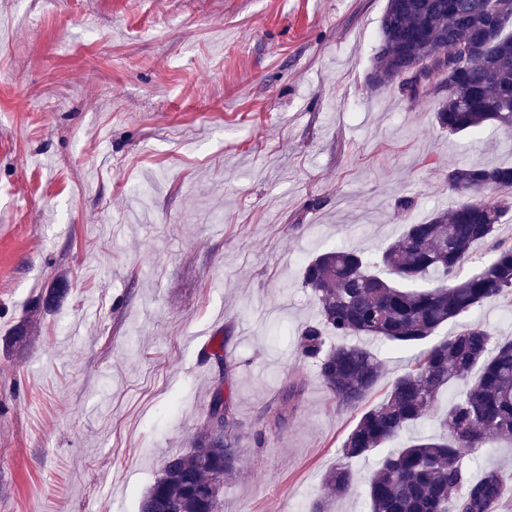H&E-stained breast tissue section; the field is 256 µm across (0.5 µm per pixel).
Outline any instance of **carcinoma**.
<instances>
[{
	"label": "carcinoma",
	"mask_w": 512,
	"mask_h": 512,
	"mask_svg": "<svg viewBox=\"0 0 512 512\" xmlns=\"http://www.w3.org/2000/svg\"><path fill=\"white\" fill-rule=\"evenodd\" d=\"M495 34L482 36L485 0H387L380 25L379 50L370 81L397 85L409 101L424 92L403 90V76L419 62L454 57L472 46L476 57L459 70L435 71L448 88L435 120L450 134L474 131L488 123L512 129V0H501ZM449 187L463 196L451 209L418 224L380 249L374 262L364 252L338 247L308 260L301 285L318 303L317 319L299 331L303 359L336 403L359 411L342 443L349 460L378 448L380 457L366 479L369 512H512V468L486 467L477 478L465 459L503 438L512 439V338L464 321L475 309L497 304L512 309V240L497 231L512 212V165L448 169ZM485 242L490 255L479 272L463 276L474 245ZM67 294L50 288L35 309L50 312ZM456 330L434 338L443 326ZM336 336V344L328 343ZM370 336L387 341L395 354L408 350L404 371L379 399L371 396L383 376L369 348L347 341ZM223 381H213L212 396L189 452L164 458L161 474L138 501V512H223L224 484L237 471L234 432L238 422L224 402V428L214 423ZM463 386L439 417V433L393 444L422 422L444 389ZM300 389L282 395L275 421L288 420ZM354 472L331 470L310 512H330L331 501L347 495Z\"/></svg>",
	"instance_id": "carcinoma-1"
}]
</instances>
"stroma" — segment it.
<instances>
[{
    "mask_svg": "<svg viewBox=\"0 0 512 512\" xmlns=\"http://www.w3.org/2000/svg\"><path fill=\"white\" fill-rule=\"evenodd\" d=\"M386 3L0 0V512H137L219 370L224 512H309L356 414L299 353L302 264L376 257L451 207L449 167L512 163L511 134L369 86Z\"/></svg>",
    "mask_w": 512,
    "mask_h": 512,
    "instance_id": "35a3bbf8",
    "label": "stroma"
}]
</instances>
